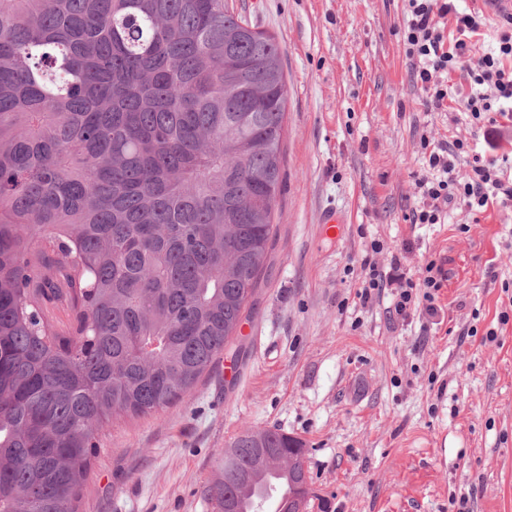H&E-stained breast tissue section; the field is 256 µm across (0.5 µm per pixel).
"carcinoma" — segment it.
<instances>
[{
    "label": "carcinoma",
    "mask_w": 512,
    "mask_h": 512,
    "mask_svg": "<svg viewBox=\"0 0 512 512\" xmlns=\"http://www.w3.org/2000/svg\"><path fill=\"white\" fill-rule=\"evenodd\" d=\"M287 102L279 43L224 0H0V512H75L98 431L221 360L275 234ZM256 435L294 512L306 448L279 429L231 442L213 512L270 473Z\"/></svg>",
    "instance_id": "carcinoma-1"
}]
</instances>
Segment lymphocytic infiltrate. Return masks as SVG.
Returning a JSON list of instances; mask_svg holds the SVG:
<instances>
[{
    "mask_svg": "<svg viewBox=\"0 0 512 512\" xmlns=\"http://www.w3.org/2000/svg\"><path fill=\"white\" fill-rule=\"evenodd\" d=\"M406 17L401 38L406 57L413 64V77L420 82L427 104L436 110L446 106L450 95L446 78L451 71L465 69L470 91L458 105L468 114L473 130L512 117V13L498 20L495 48L482 50L478 36L482 29L479 15L458 10L455 0H406ZM453 17L455 27L445 32L439 21ZM427 172L418 176L420 202L412 208L413 224H437L449 206L460 204L479 213L488 205L512 207V158H486L473 155L465 176L456 173V162L466 144L457 139L432 143L422 140ZM364 272L356 293L368 302L373 292L390 288L396 292L394 311L408 319L415 310L416 298H423L428 314H436L435 300L444 277L441 266L428 262L420 279H413L399 259L383 268L363 260Z\"/></svg>",
    "mask_w": 512,
    "mask_h": 512,
    "instance_id": "lymphocytic-infiltrate-1",
    "label": "lymphocytic infiltrate"
}]
</instances>
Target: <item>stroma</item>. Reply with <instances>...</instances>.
Returning a JSON list of instances; mask_svg holds the SVG:
<instances>
[{"instance_id":"obj_1","label":"stroma","mask_w":512,"mask_h":512,"mask_svg":"<svg viewBox=\"0 0 512 512\" xmlns=\"http://www.w3.org/2000/svg\"><path fill=\"white\" fill-rule=\"evenodd\" d=\"M228 3L282 50L276 234L222 364L160 414L98 432L79 512H212L205 487L225 448L272 427L305 444L306 512H457L463 496L470 512H512V319L498 321L512 316V208L408 220L421 138L512 155V120L476 135L455 106L427 108L400 40L403 0ZM374 240L379 266H442L436 315L394 319L387 290L358 303Z\"/></svg>"}]
</instances>
